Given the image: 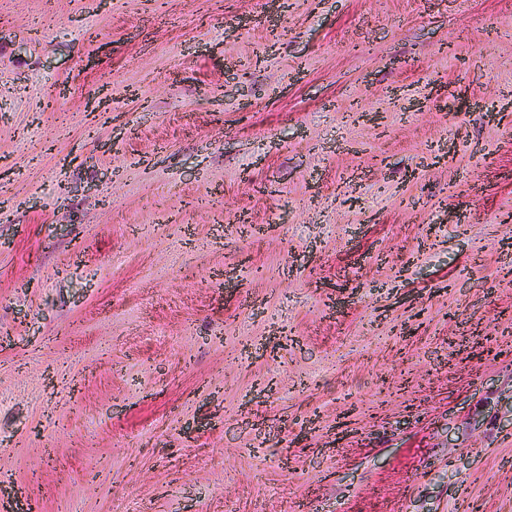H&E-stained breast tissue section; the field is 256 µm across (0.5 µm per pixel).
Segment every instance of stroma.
<instances>
[{"label":"stroma","instance_id":"1","mask_svg":"<svg viewBox=\"0 0 512 512\" xmlns=\"http://www.w3.org/2000/svg\"><path fill=\"white\" fill-rule=\"evenodd\" d=\"M0 512H512V0H0Z\"/></svg>","mask_w":512,"mask_h":512}]
</instances>
